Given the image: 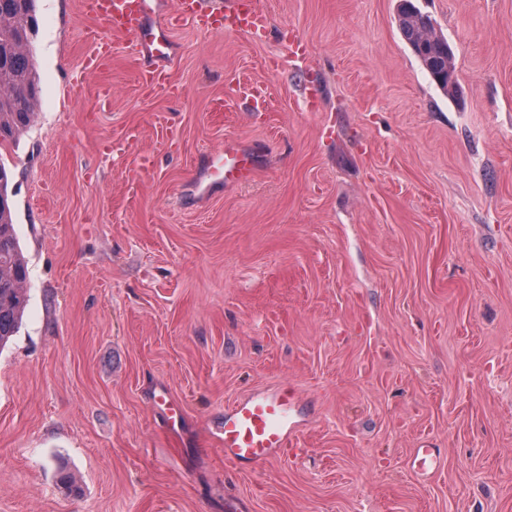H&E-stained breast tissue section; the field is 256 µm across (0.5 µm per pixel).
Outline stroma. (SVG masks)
Returning a JSON list of instances; mask_svg holds the SVG:
<instances>
[{
  "label": "stroma",
  "mask_w": 512,
  "mask_h": 512,
  "mask_svg": "<svg viewBox=\"0 0 512 512\" xmlns=\"http://www.w3.org/2000/svg\"><path fill=\"white\" fill-rule=\"evenodd\" d=\"M414 4L462 104L399 0H259L257 38L178 27L179 96L142 89L119 36L77 82L99 23L37 0L40 100L0 153L29 271L0 349V512H512V0ZM251 82L266 104L225 108ZM132 129L138 155L107 158ZM228 137L255 147V181L195 197ZM280 383L308 416L299 450L227 467L225 403ZM425 444L426 479L408 466ZM398 13L400 30L409 43L422 67L430 74L438 87L457 102L459 84L453 52L448 42L436 35L431 19L404 0ZM155 398L159 407L158 413L164 420L166 429L171 432H179L185 419L184 407L175 401L169 400L164 390H160ZM409 465L417 475L428 477L435 473L439 466V453L436 448H415L412 450Z\"/></svg>",
  "instance_id": "obj_1"
}]
</instances>
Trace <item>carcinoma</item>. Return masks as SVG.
Wrapping results in <instances>:
<instances>
[{
    "instance_id": "obj_1",
    "label": "carcinoma",
    "mask_w": 512,
    "mask_h": 512,
    "mask_svg": "<svg viewBox=\"0 0 512 512\" xmlns=\"http://www.w3.org/2000/svg\"><path fill=\"white\" fill-rule=\"evenodd\" d=\"M36 0H0V151L15 144L29 128L39 96L31 50L36 30ZM400 30L422 67L456 102L459 84L453 52L436 35L431 19L404 0L398 13ZM11 170L0 157V347L14 335L26 305L22 258L13 218Z\"/></svg>"
}]
</instances>
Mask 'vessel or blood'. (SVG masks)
Returning <instances> with one entry per match:
<instances>
[{"label":"vessel or blood","instance_id":"1","mask_svg":"<svg viewBox=\"0 0 512 512\" xmlns=\"http://www.w3.org/2000/svg\"><path fill=\"white\" fill-rule=\"evenodd\" d=\"M86 13L98 19L103 31H91L93 46L86 69L94 73L112 57V37L126 38V51L139 61V82L149 91L175 93L169 80V66L175 54L173 32L184 24L207 32L255 34L267 28V15L254 0H81ZM258 171L257 156L246 144L225 139L223 147L207 155V165L198 173L195 186L208 195L212 186H241L250 183ZM159 414L169 431L177 432L185 418L184 407L169 400L165 392L156 395ZM306 427L299 395L282 384L250 391L225 406L224 418L212 436L224 451V461L233 467L258 465L284 457ZM409 465L422 477L439 466L437 449H413Z\"/></svg>","mask_w":512,"mask_h":512}]
</instances>
